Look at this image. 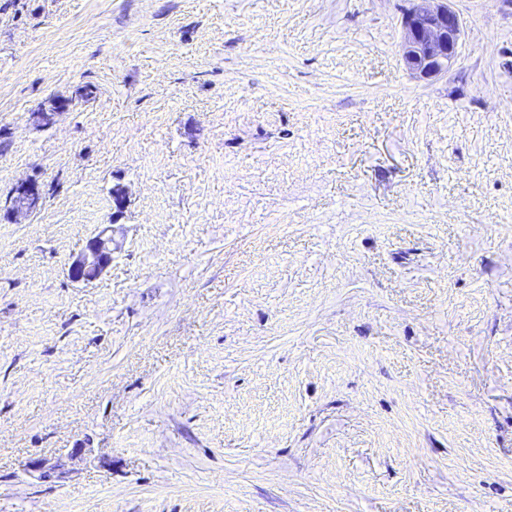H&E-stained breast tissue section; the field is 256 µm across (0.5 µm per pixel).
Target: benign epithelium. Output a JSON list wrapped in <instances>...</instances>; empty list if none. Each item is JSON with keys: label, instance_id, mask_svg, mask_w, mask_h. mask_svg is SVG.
I'll return each mask as SVG.
<instances>
[{"label": "benign epithelium", "instance_id": "benign-epithelium-1", "mask_svg": "<svg viewBox=\"0 0 512 512\" xmlns=\"http://www.w3.org/2000/svg\"><path fill=\"white\" fill-rule=\"evenodd\" d=\"M402 16L404 39L401 51L408 70L420 77H434L447 72L458 56L462 32L460 15L448 0H410ZM62 101L47 100V107L36 113L38 121L51 125L61 114ZM8 212L17 218L31 217L42 207L38 185L31 179L18 182L11 191ZM108 229L91 238L86 248L72 261L68 277L74 282L95 280L112 262V237Z\"/></svg>", "mask_w": 512, "mask_h": 512}]
</instances>
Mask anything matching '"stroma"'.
<instances>
[{
    "mask_svg": "<svg viewBox=\"0 0 512 512\" xmlns=\"http://www.w3.org/2000/svg\"><path fill=\"white\" fill-rule=\"evenodd\" d=\"M451 5L425 79L409 0H0V512H512V0ZM451 0H410L402 16L401 51L408 70L420 77L447 72L458 56L462 32L460 15ZM9 203L7 209L15 221L19 216H34L43 205L37 183L31 179L18 182L11 191ZM108 228L91 238L86 248L72 261L68 277L73 282H91L111 264L112 236L107 235Z\"/></svg>",
    "mask_w": 512,
    "mask_h": 512,
    "instance_id": "obj_1",
    "label": "stroma"
}]
</instances>
